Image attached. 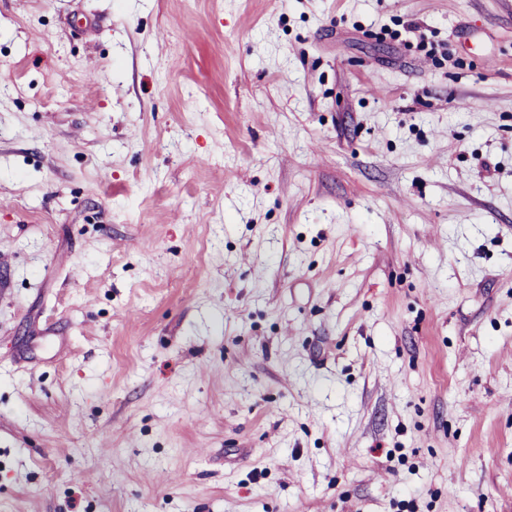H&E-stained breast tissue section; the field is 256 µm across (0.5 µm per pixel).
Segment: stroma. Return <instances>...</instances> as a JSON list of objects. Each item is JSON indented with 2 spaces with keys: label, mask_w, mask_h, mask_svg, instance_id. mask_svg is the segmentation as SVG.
I'll return each mask as SVG.
<instances>
[{
  "label": "stroma",
  "mask_w": 512,
  "mask_h": 512,
  "mask_svg": "<svg viewBox=\"0 0 512 512\" xmlns=\"http://www.w3.org/2000/svg\"><path fill=\"white\" fill-rule=\"evenodd\" d=\"M1 71L0 512H512V0H0Z\"/></svg>",
  "instance_id": "stroma-1"
}]
</instances>
